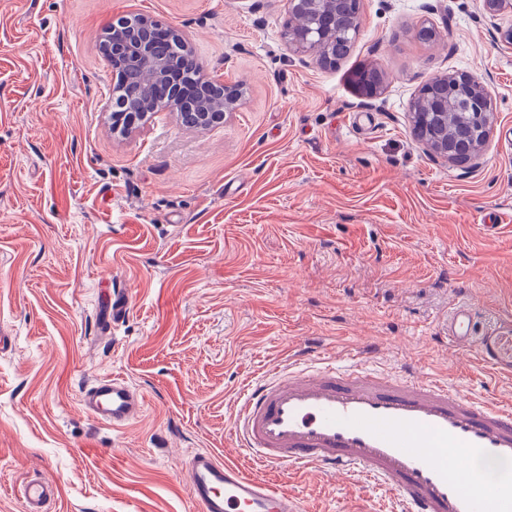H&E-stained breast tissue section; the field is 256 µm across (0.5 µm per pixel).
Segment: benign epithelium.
<instances>
[{
  "mask_svg": "<svg viewBox=\"0 0 512 512\" xmlns=\"http://www.w3.org/2000/svg\"><path fill=\"white\" fill-rule=\"evenodd\" d=\"M288 16L293 19L295 30L289 32L286 47L289 51L299 54H313L315 61L325 65L335 63L332 56V47L335 42V33L323 27L299 26V17L303 14L321 13L327 6H336V0H287ZM144 28H157L162 36L175 38V61L169 62L154 55L153 44L138 38L132 26ZM112 36V57L109 62L115 74V85L121 83V70L126 61L134 59H150L153 62L155 78L160 86V98L153 107L136 100L131 95H124L115 104L112 111V120L118 126H134L147 112L157 111L168 106V101H177L181 104L195 99L204 112L201 120L208 121L219 118L224 121V115L236 109L243 97V88L236 83L224 84V100L218 104L199 96L198 89L211 84L212 79L200 76V67L192 58L188 41L175 27L160 23L150 17L141 16L136 20L129 19L111 24L107 29ZM452 84L456 90L469 93L477 100L473 106L472 122L479 132L476 139L460 143L448 138V130L444 129L433 136L422 139L428 151L452 163H471L479 160L487 147L495 122L496 106L492 94L484 83L475 76L466 72L453 74H440L425 82L417 99L412 105L413 126L419 127L424 117L434 119L440 116L438 112H425L426 104L435 108L444 105L443 98L436 94L435 87ZM219 106L220 111L212 112L210 108Z\"/></svg>",
  "mask_w": 512,
  "mask_h": 512,
  "instance_id": "1",
  "label": "benign epithelium"
}]
</instances>
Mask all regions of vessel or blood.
<instances>
[{
	"label": "vessel or blood",
	"mask_w": 512,
	"mask_h": 512,
	"mask_svg": "<svg viewBox=\"0 0 512 512\" xmlns=\"http://www.w3.org/2000/svg\"><path fill=\"white\" fill-rule=\"evenodd\" d=\"M448 340L471 352L470 306L449 317ZM373 352L359 345L339 367L308 342L288 368L249 381L234 419L237 447L263 466L359 475L402 512H512V403L471 399L409 364L393 374L367 369ZM80 404L121 429L143 399L121 378H99L83 388ZM185 474L195 512H302L285 489L208 451L192 454ZM58 495L56 482L29 480L24 512H47Z\"/></svg>",
	"instance_id": "b4317fda"
}]
</instances>
